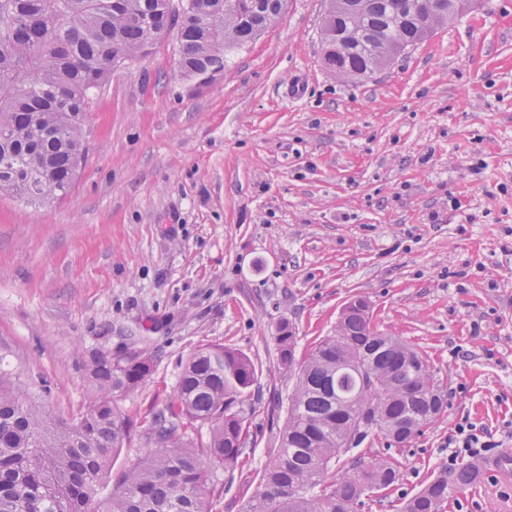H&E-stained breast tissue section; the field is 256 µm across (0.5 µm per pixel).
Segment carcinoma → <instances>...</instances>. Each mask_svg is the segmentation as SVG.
Listing matches in <instances>:
<instances>
[{"label": "carcinoma", "instance_id": "cac0c4a2", "mask_svg": "<svg viewBox=\"0 0 512 512\" xmlns=\"http://www.w3.org/2000/svg\"><path fill=\"white\" fill-rule=\"evenodd\" d=\"M0 0V195L39 204L70 190L84 155L89 94L114 59L148 55L175 40L183 76L203 89L224 74L230 57L283 13L287 0ZM327 0L321 27L322 63L333 76L356 80L382 69L385 55L455 21L448 0H364L340 12ZM331 27L355 37L336 42ZM279 365L296 371L278 448L243 512H358L369 489L390 491L401 462L389 453L357 455L336 474V459L377 441L402 450L448 408L428 356L401 338L379 332L372 314L345 313L295 366L296 337L288 323L276 336ZM377 380L364 386L361 369ZM153 370L152 357L98 353L89 367L83 412L54 416L19 377L0 370V512H212V475L234 468L248 444L244 408L256 369L245 354L221 345L194 351L171 400L151 417L155 449L135 463L106 498L100 485L129 436L120 401ZM400 422L396 437L381 425L346 444L360 411ZM208 425V443L195 445L186 428ZM470 464L444 465L401 512H445L476 479Z\"/></svg>", "mask_w": 512, "mask_h": 512}]
</instances>
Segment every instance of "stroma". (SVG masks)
<instances>
[{
  "label": "stroma",
  "instance_id": "obj_1",
  "mask_svg": "<svg viewBox=\"0 0 512 512\" xmlns=\"http://www.w3.org/2000/svg\"><path fill=\"white\" fill-rule=\"evenodd\" d=\"M324 7L288 0L200 92L174 37L117 64L68 194L0 197V354L40 402L76 417L94 353L153 358L121 404L130 438L102 496L152 450L149 421L190 354L220 344L256 368L249 444L212 504L241 512L295 382L278 324L303 361L355 294L427 353L448 396L379 512L447 464L460 422L512 452V0H476L359 82L322 66ZM447 512H512V481L482 475ZM276 344L279 365L289 372H292L295 368L294 351L296 336H293V332L287 322H283L279 325Z\"/></svg>",
  "mask_w": 512,
  "mask_h": 512
}]
</instances>
